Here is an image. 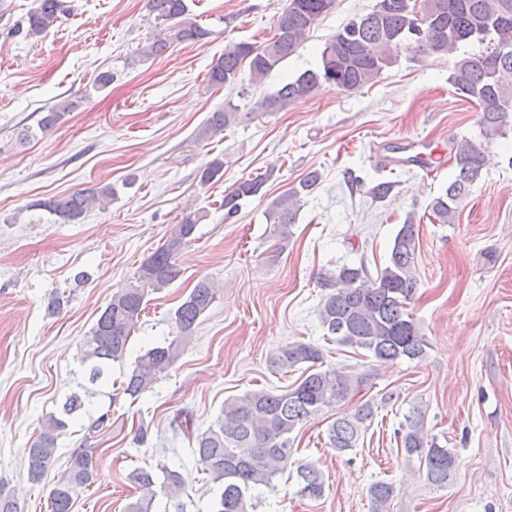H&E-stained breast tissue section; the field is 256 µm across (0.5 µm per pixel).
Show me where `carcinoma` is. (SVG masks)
Segmentation results:
<instances>
[{"label": "carcinoma", "mask_w": 512, "mask_h": 512, "mask_svg": "<svg viewBox=\"0 0 512 512\" xmlns=\"http://www.w3.org/2000/svg\"><path fill=\"white\" fill-rule=\"evenodd\" d=\"M335 3L287 0L264 41H240L224 48V55L208 71L209 82L215 86L234 85L246 74L250 83H262L297 52L306 33ZM409 3L377 0L370 13L348 21L326 42L318 68L305 70L258 100L254 111L280 112L314 97L330 82L341 91L364 87L397 61L399 51L406 50L419 56L451 57L448 83L457 95L480 107L484 139L503 135L512 114V82L505 81L512 75V0H422L421 26ZM148 6L158 21V31L142 49L146 57L161 55L174 43H196L209 35L189 13L186 0H148ZM67 12L66 0H34L23 29L25 38L42 37ZM77 106L78 101L71 99L54 104L39 120L40 131L52 129ZM241 118L242 113L234 105L217 109L206 118L198 135H216ZM484 148V143L467 138L453 145L454 178L431 205L432 217L438 223L456 222L460 204L481 177ZM223 177L224 161L216 158L200 180L208 184ZM318 181L319 174L312 171L271 201L265 216L279 239H288L301 196L311 193ZM265 182L262 176L238 181L224 194L221 206L225 216H235L241 200L258 195ZM113 196L111 185H100L51 197L37 206L64 223H75L89 209L110 204ZM202 219L196 211L182 212L169 238L138 267L134 284L112 295L84 338L80 347V365L87 379L83 393L69 395L58 412L49 414L28 448V480L39 484L56 463L59 434L69 423L82 422L83 444L71 452L66 475L49 491L50 512H72L78 493L93 483L97 448L91 440L108 428L111 418L107 412L94 415L86 400L96 394V388L109 384L112 364L124 362L131 334L145 312L147 296L168 287L178 277L177 257L194 239ZM418 247L419 227L409 217L394 237L388 263L377 276H370L363 264H344L334 274L319 275L318 284L325 294L318 319L332 341L364 350L384 362L424 355L427 341L408 311L418 288ZM215 299V288L205 280L199 281L175 310L176 336L138 356L134 367L123 373L118 391L133 401L150 391L179 359L198 319ZM271 364L289 370L304 366L302 380L282 392L262 388L225 400L220 417L196 437V463L217 485L212 512H250L252 491L260 485L274 487L273 479L287 466L293 453L291 434L308 419L352 400L366 381L365 376L351 371L323 368L321 349L301 342L279 348ZM373 414V405L365 401L352 414L336 418L327 431L330 447L338 452L355 447ZM397 437L404 455L425 467L431 486H448L455 467L454 455L429 440L421 407L408 409ZM160 471V483L152 470L138 469L130 474V481L142 488L143 494L128 503L126 512H156L157 484L173 502L174 512H184V504L179 501L184 489L182 476L165 465ZM298 478L299 496L311 500L323 497L325 483L315 464L299 466ZM394 493L389 482L372 483V512H384Z\"/></svg>", "instance_id": "obj_1"}]
</instances>
